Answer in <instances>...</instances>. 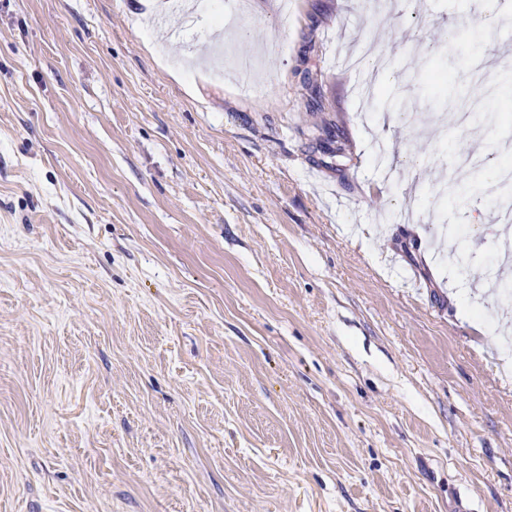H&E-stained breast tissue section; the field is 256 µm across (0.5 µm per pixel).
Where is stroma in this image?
I'll list each match as a JSON object with an SVG mask.
<instances>
[{
  "instance_id": "1",
  "label": "stroma",
  "mask_w": 512,
  "mask_h": 512,
  "mask_svg": "<svg viewBox=\"0 0 512 512\" xmlns=\"http://www.w3.org/2000/svg\"><path fill=\"white\" fill-rule=\"evenodd\" d=\"M192 2L0 0V512H512V0Z\"/></svg>"
}]
</instances>
